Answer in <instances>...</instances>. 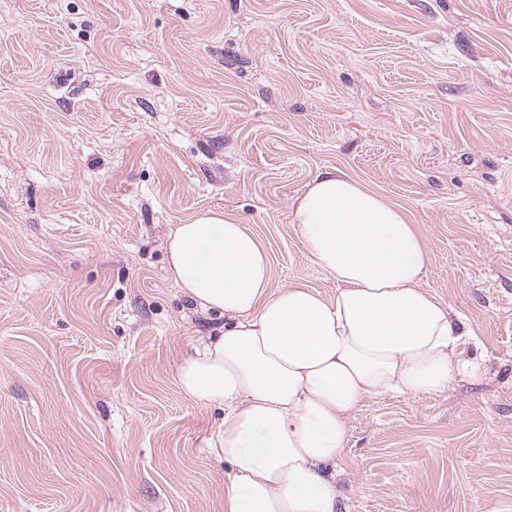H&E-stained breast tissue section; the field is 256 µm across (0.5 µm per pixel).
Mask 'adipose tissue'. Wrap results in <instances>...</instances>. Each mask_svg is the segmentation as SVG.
<instances>
[{
    "instance_id": "obj_1",
    "label": "adipose tissue",
    "mask_w": 512,
    "mask_h": 512,
    "mask_svg": "<svg viewBox=\"0 0 512 512\" xmlns=\"http://www.w3.org/2000/svg\"><path fill=\"white\" fill-rule=\"evenodd\" d=\"M309 258L340 287L324 298L271 285L246 225L207 210L168 235L172 282L223 317L175 381L224 412L214 448L229 468L224 512H339L334 466L365 401L447 390L478 367L466 331L422 288L428 254L407 212L343 173H318L292 204Z\"/></svg>"
}]
</instances>
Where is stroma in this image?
Wrapping results in <instances>:
<instances>
[{"label": "stroma", "instance_id": "obj_1", "mask_svg": "<svg viewBox=\"0 0 512 512\" xmlns=\"http://www.w3.org/2000/svg\"><path fill=\"white\" fill-rule=\"evenodd\" d=\"M323 171L409 213L480 368L353 413L340 512H512V0H0V512H224L167 235L224 211L334 297Z\"/></svg>", "mask_w": 512, "mask_h": 512}]
</instances>
